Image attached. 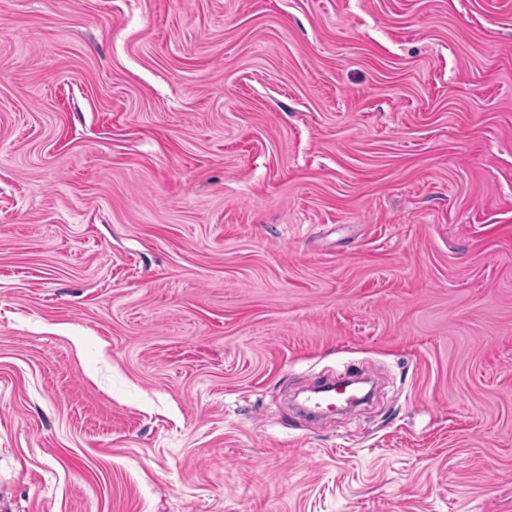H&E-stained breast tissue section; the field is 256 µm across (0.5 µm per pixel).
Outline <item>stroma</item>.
I'll list each match as a JSON object with an SVG mask.
<instances>
[{
  "label": "stroma",
  "instance_id": "stroma-1",
  "mask_svg": "<svg viewBox=\"0 0 512 512\" xmlns=\"http://www.w3.org/2000/svg\"><path fill=\"white\" fill-rule=\"evenodd\" d=\"M0 512H512V0H0Z\"/></svg>",
  "mask_w": 512,
  "mask_h": 512
}]
</instances>
